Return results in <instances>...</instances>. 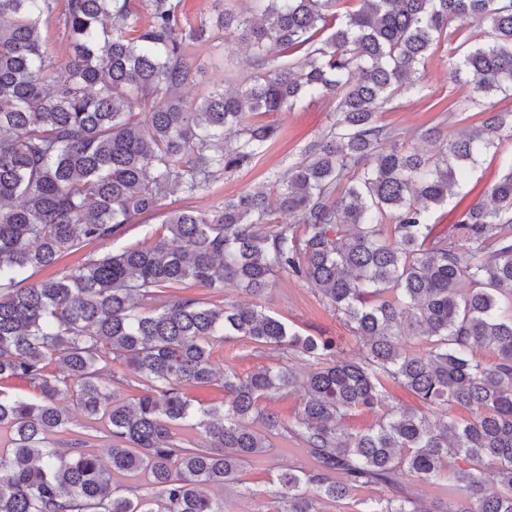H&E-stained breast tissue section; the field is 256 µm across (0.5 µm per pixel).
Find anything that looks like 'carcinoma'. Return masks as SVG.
Returning <instances> with one entry per match:
<instances>
[{
	"mask_svg": "<svg viewBox=\"0 0 512 512\" xmlns=\"http://www.w3.org/2000/svg\"><path fill=\"white\" fill-rule=\"evenodd\" d=\"M183 0H0V380L25 379L29 399L0 390V512H225L209 491L238 483L242 464L271 435L299 441L309 469L277 473L273 512H321L358 487L388 494L363 512H512V153L484 198L453 224H433L479 157L512 141V0H249L215 25L182 23ZM56 13L72 52L52 79L41 17ZM145 23H140L142 17ZM456 19L486 41L449 62L472 93L450 109L481 121L437 152L406 146L380 124L396 96H428L429 52ZM221 34L253 49L242 85L206 89L188 48ZM338 100L336 120L272 188L208 212L163 211L248 166L280 136L258 113L309 99ZM355 171L336 189L345 173ZM162 215L171 243L90 255L38 282L37 271L144 215ZM314 288L363 353L339 357L329 336L302 335L261 304L180 296L228 281L259 299L281 274ZM426 344L403 350L407 338ZM246 339L312 362L246 375L216 369L212 345ZM490 350L494 361L476 358ZM142 383L102 385L104 358ZM60 365L65 375L49 371ZM219 385L224 401L195 406L188 386ZM377 423L346 422L391 396ZM302 392L293 420L264 405ZM109 427L111 468L83 447L62 455L52 437L70 407ZM208 445L184 447L178 427ZM449 479L468 496L432 510L399 481ZM146 476L155 495L112 483Z\"/></svg>",
	"mask_w": 512,
	"mask_h": 512,
	"instance_id": "cac0c4a2",
	"label": "carcinoma"
}]
</instances>
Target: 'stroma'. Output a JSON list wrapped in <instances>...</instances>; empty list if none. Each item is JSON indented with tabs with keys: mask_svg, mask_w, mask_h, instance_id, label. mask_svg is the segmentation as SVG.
Returning a JSON list of instances; mask_svg holds the SVG:
<instances>
[{
	"mask_svg": "<svg viewBox=\"0 0 512 512\" xmlns=\"http://www.w3.org/2000/svg\"><path fill=\"white\" fill-rule=\"evenodd\" d=\"M473 30L469 21L458 19L451 22L448 39L439 41L425 65L423 75L429 87L427 98L418 100L402 96L381 113L382 124L394 130L400 141L420 143L421 132L434 126L439 127L442 137L450 139L479 123L480 118L474 113L460 114L449 109L450 104L471 92L470 85L449 79L448 58L461 55L462 38ZM191 53L195 66L200 69L195 82L182 90L183 95L191 99L198 97L205 88L229 82L231 77L245 71L246 62L251 56L245 44H234L227 51L216 40L196 44ZM335 109V100L326 98L313 103L305 101L294 110L276 114L275 120L281 128L280 136L252 166L211 182L194 197L171 194L166 200L168 208L190 207L207 211L224 199L273 184L276 179L283 177L291 164L300 160L305 146L327 130L334 120ZM499 168L498 154L490 152L484 155L473 169L469 182L433 213V223H454L459 213L493 181ZM163 236L159 219H143L139 223L126 225L124 232L111 241L68 253L61 264L74 266L87 254L100 255L143 241L156 243L162 241ZM260 302L302 334L338 338L341 357L359 358L360 343L305 282L289 275L276 276ZM213 361L219 367L232 363L243 374L280 362L293 366L300 374L312 368L311 362L291 355L287 350L260 348L244 339L216 343ZM78 439L85 440L88 447L102 457L112 446L103 421L86 418L76 411L72 413L70 423L55 435L54 442L56 448L66 451ZM310 464L308 456L293 442L281 437L273 438L270 449L243 464L238 484L225 490L226 512H259L260 508L270 505L272 501V476L291 466L307 467Z\"/></svg>",
	"mask_w": 512,
	"mask_h": 512,
	"instance_id": "stroma-1",
	"label": "stroma"
}]
</instances>
